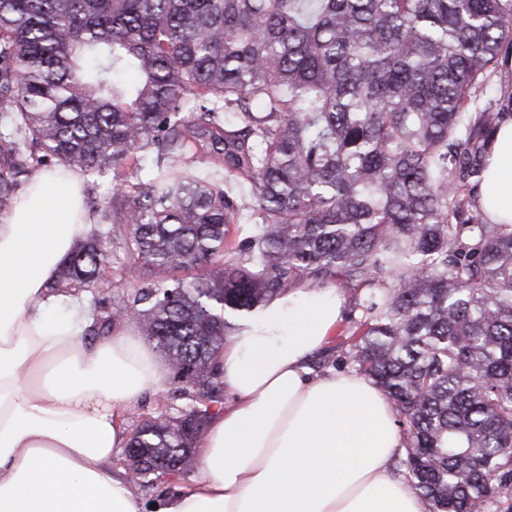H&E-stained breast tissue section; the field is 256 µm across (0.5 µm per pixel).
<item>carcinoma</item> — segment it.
I'll return each mask as SVG.
<instances>
[{
  "mask_svg": "<svg viewBox=\"0 0 512 512\" xmlns=\"http://www.w3.org/2000/svg\"><path fill=\"white\" fill-rule=\"evenodd\" d=\"M505 49L512 0H0V213L50 163L121 166L52 290L135 267L84 338L133 312L190 402L137 423L138 480L195 469L234 320L309 280L362 290L344 360L404 426L431 512H512V224L458 219Z\"/></svg>",
  "mask_w": 512,
  "mask_h": 512,
  "instance_id": "obj_1",
  "label": "carcinoma"
}]
</instances>
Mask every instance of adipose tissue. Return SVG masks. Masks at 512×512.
I'll return each instance as SVG.
<instances>
[{
	"label": "adipose tissue",
	"instance_id": "obj_1",
	"mask_svg": "<svg viewBox=\"0 0 512 512\" xmlns=\"http://www.w3.org/2000/svg\"><path fill=\"white\" fill-rule=\"evenodd\" d=\"M485 163L477 204L512 224V119ZM91 223L82 174L63 168L0 216V512H143L112 459L167 369L130 327L83 339L82 303L50 289ZM341 320L336 289L291 288L230 336L217 366L232 401L197 445L191 487L152 512H429L390 472L402 432L378 387L307 370Z\"/></svg>",
	"mask_w": 512,
	"mask_h": 512
}]
</instances>
